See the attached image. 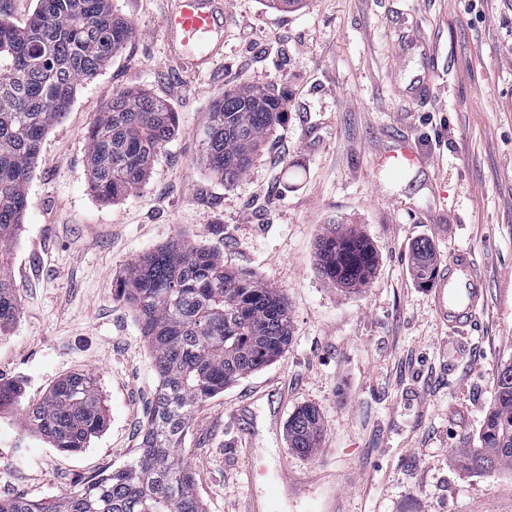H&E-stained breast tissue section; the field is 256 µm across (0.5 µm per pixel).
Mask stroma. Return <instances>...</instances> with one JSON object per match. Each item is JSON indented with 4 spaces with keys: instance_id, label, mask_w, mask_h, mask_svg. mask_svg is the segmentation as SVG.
Returning <instances> with one entry per match:
<instances>
[{
    "instance_id": "35a3bbf8",
    "label": "stroma",
    "mask_w": 512,
    "mask_h": 512,
    "mask_svg": "<svg viewBox=\"0 0 512 512\" xmlns=\"http://www.w3.org/2000/svg\"><path fill=\"white\" fill-rule=\"evenodd\" d=\"M135 31L45 135L27 188L11 275L20 317L0 336V498L57 500L137 455L158 376L132 310L115 294L128 264L182 236L225 266L255 272L288 303L281 357L194 411L180 453L204 512L270 497L281 471L335 473V484L270 497L268 512H512V469L467 472L512 362V0H305L294 12L224 0V57L180 66L164 23L171 0H112ZM431 67L422 101L412 78ZM249 80L286 96V115L253 164L225 187L202 162L213 101ZM142 90L176 114L146 181L116 202L88 187V131L112 96ZM409 138L422 166L396 176L377 158ZM351 224L378 263L357 292L326 282L315 244ZM440 263L476 257L486 292L474 325L450 328L420 287L413 248ZM94 374L105 428L78 452L31 431L23 410L67 375ZM318 408L320 447L304 457L272 428ZM258 449L262 475L244 476Z\"/></svg>"
}]
</instances>
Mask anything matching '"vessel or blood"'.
<instances>
[{
	"mask_svg": "<svg viewBox=\"0 0 512 512\" xmlns=\"http://www.w3.org/2000/svg\"><path fill=\"white\" fill-rule=\"evenodd\" d=\"M165 34L189 64L211 68L224 49L223 0H176L165 22ZM380 160L382 166L400 171L420 163L421 155L404 141L382 154ZM434 285L433 299L444 322L453 327L474 323L483 283L475 273L470 251L454 252L447 265L437 271Z\"/></svg>",
	"mask_w": 512,
	"mask_h": 512,
	"instance_id": "obj_1",
	"label": "vessel or blood"
}]
</instances>
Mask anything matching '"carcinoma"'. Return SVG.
I'll use <instances>...</instances> for the list:
<instances>
[{
	"instance_id": "cac0c4a2",
	"label": "carcinoma",
	"mask_w": 512,
	"mask_h": 512,
	"mask_svg": "<svg viewBox=\"0 0 512 512\" xmlns=\"http://www.w3.org/2000/svg\"><path fill=\"white\" fill-rule=\"evenodd\" d=\"M133 33L112 0H37L23 27L0 14V334L19 317L11 248L24 224L26 188L41 142L68 111L77 85L98 76ZM284 112L282 95L249 81L215 101L205 165L225 187L247 173ZM174 130V112L162 100L118 93L91 128L90 190L111 202L138 189ZM316 254L325 280L349 291L368 285L377 264L369 240L345 224L330 225ZM437 263L428 241L415 245L422 285L431 282ZM117 295L135 313L159 377L137 457L86 478L58 501L0 499V512H204L178 451L194 408L273 362L292 340L288 304L278 289L180 238L129 264ZM24 423L63 451L84 448L105 424L96 378L60 380L28 405ZM322 433L321 414L311 405L288 418L289 447L300 455L315 454ZM459 462L465 471L484 473L512 463V362L498 372L494 405L477 445L464 449Z\"/></svg>"
}]
</instances>
